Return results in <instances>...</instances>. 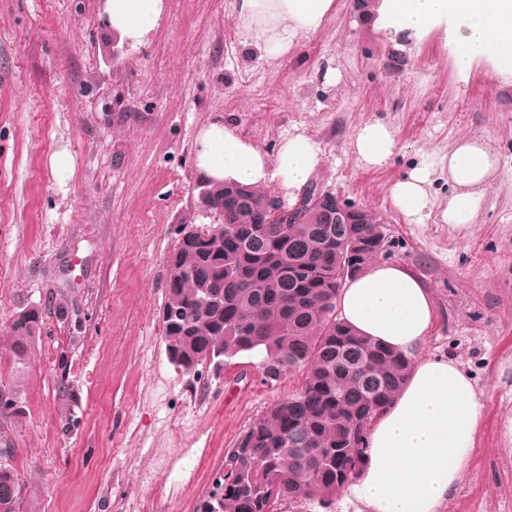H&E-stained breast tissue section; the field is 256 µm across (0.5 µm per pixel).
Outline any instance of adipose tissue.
Segmentation results:
<instances>
[{
  "label": "adipose tissue",
  "instance_id": "adipose-tissue-1",
  "mask_svg": "<svg viewBox=\"0 0 512 512\" xmlns=\"http://www.w3.org/2000/svg\"><path fill=\"white\" fill-rule=\"evenodd\" d=\"M333 0H238L239 17L264 58L281 59L301 37L319 31ZM164 0H104L111 36L141 41L158 23ZM376 19L386 30L416 36L455 22L453 56L459 74L483 58L512 78V0H380ZM350 147L357 162L384 165L397 147L395 130L363 124ZM321 162L310 137L289 135L275 156L216 120L203 129L195 154L199 173L225 184L266 187L294 194ZM498 155L479 136H462L448 154H423L403 180L389 188L394 206L413 224L473 223L484 207ZM446 180V202L431 193ZM339 318L370 340L413 362L401 391L373 421L364 463L346 495L367 512H442L468 469L483 413V394L461 363L424 355L435 307L425 283L399 264H375L346 280L337 300Z\"/></svg>",
  "mask_w": 512,
  "mask_h": 512
}]
</instances>
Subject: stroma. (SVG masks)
I'll use <instances>...</instances> for the list:
<instances>
[{"label":"stroma","instance_id":"stroma-1","mask_svg":"<svg viewBox=\"0 0 512 512\" xmlns=\"http://www.w3.org/2000/svg\"><path fill=\"white\" fill-rule=\"evenodd\" d=\"M217 119L271 154L310 136L311 183L370 209L381 261L431 288L426 353L459 361L484 393L444 512H512V84L482 60L460 76L444 31L398 46L356 0H334L280 61L260 56L235 0H165L144 41L120 44L103 0H0V395L18 408L0 415V448L20 512H199L225 452L298 391L297 373L264 381L256 353L186 372L165 350L167 260L182 232L216 222L196 205L194 156ZM376 120L398 146L365 167L349 143ZM464 134L501 156L485 211L458 228L408 223L389 186ZM33 306L42 334L20 366L9 321Z\"/></svg>","mask_w":512,"mask_h":512}]
</instances>
